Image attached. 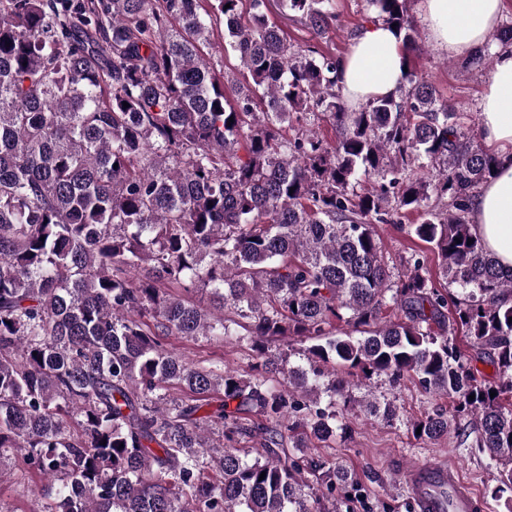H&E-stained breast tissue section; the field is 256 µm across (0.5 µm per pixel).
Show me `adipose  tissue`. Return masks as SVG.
<instances>
[{"label": "adipose tissue", "mask_w": 512, "mask_h": 512, "mask_svg": "<svg viewBox=\"0 0 512 512\" xmlns=\"http://www.w3.org/2000/svg\"><path fill=\"white\" fill-rule=\"evenodd\" d=\"M418 16L430 39L451 58L488 44L502 17L503 0H419ZM494 65L480 101L481 135L498 150L493 179L473 202L472 232L499 266L512 269V45L494 47ZM405 53L383 23L353 38L338 69L340 93L350 109L396 92L404 83Z\"/></svg>", "instance_id": "obj_1"}]
</instances>
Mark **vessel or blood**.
<instances>
[{"instance_id": "1", "label": "vessel or blood", "mask_w": 512, "mask_h": 512, "mask_svg": "<svg viewBox=\"0 0 512 512\" xmlns=\"http://www.w3.org/2000/svg\"><path fill=\"white\" fill-rule=\"evenodd\" d=\"M405 489L419 512H486L459 468L450 462L419 464L404 473Z\"/></svg>"}]
</instances>
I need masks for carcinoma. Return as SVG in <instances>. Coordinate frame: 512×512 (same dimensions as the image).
<instances>
[{"mask_svg": "<svg viewBox=\"0 0 512 512\" xmlns=\"http://www.w3.org/2000/svg\"><path fill=\"white\" fill-rule=\"evenodd\" d=\"M241 3L0 0V460L45 482L40 512H340L358 482L306 448L348 429L350 387L408 377L453 399L412 433L496 461L512 512V273L471 231L497 156L411 61L405 94L351 111L338 58ZM369 3L411 53L412 0ZM282 7L317 36L336 19L334 0ZM217 23L252 79L231 100L202 49ZM376 224L433 245L456 291L416 254L394 271ZM171 336L256 362L196 364ZM167 343H172L175 351L200 363L207 365L209 361L222 358L224 364L247 371L252 363L255 362L254 352L250 345L246 343L224 344L221 340L212 337L197 338H170Z\"/></svg>", "mask_w": 512, "mask_h": 512, "instance_id": "obj_1", "label": "carcinoma"}]
</instances>
